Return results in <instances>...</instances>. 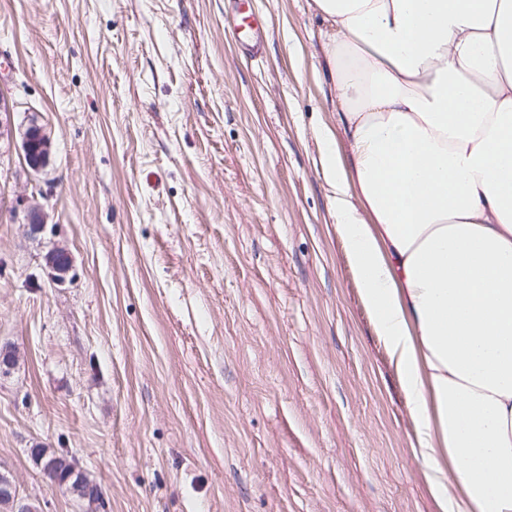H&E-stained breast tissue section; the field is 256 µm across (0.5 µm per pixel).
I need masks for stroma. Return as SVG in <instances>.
Instances as JSON below:
<instances>
[{"mask_svg":"<svg viewBox=\"0 0 512 512\" xmlns=\"http://www.w3.org/2000/svg\"><path fill=\"white\" fill-rule=\"evenodd\" d=\"M249 3L256 55L232 0H0V472L39 512H441L336 235L322 20ZM231 24L233 28L238 31V34L243 37L244 43L254 50L255 53H258L261 42L259 28L258 25L254 23V19H251L249 15H244V13L239 12L238 15L231 18ZM24 159L28 167L40 171L46 162L49 153V141L41 127L32 124L23 133ZM63 458L64 468L67 469V476L65 481L58 483L55 479L50 483L51 487L56 489H64L72 496L78 497L80 500H90L89 492L91 489L97 490L96 485L90 479L89 475L77 467H71Z\"/></svg>","mask_w":512,"mask_h":512,"instance_id":"35a3bbf8","label":"stroma"}]
</instances>
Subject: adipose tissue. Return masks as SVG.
<instances>
[{
    "label": "adipose tissue",
    "mask_w": 512,
    "mask_h": 512,
    "mask_svg": "<svg viewBox=\"0 0 512 512\" xmlns=\"http://www.w3.org/2000/svg\"><path fill=\"white\" fill-rule=\"evenodd\" d=\"M336 234L445 512H512V0H313Z\"/></svg>",
    "instance_id": "1"
}]
</instances>
